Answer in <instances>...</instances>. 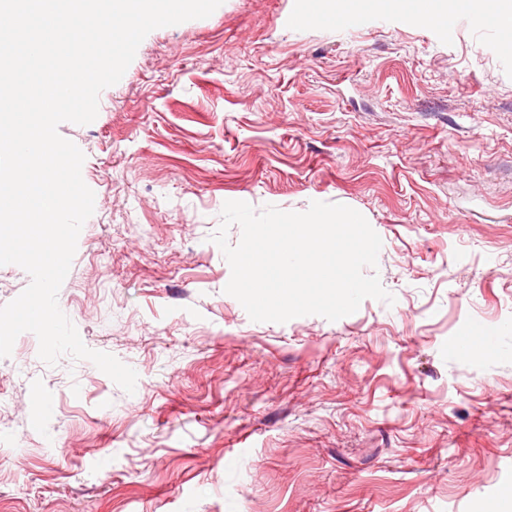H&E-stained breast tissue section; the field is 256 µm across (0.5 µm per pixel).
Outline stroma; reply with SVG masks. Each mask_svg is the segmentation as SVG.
Listing matches in <instances>:
<instances>
[{
  "label": "stroma",
  "instance_id": "obj_1",
  "mask_svg": "<svg viewBox=\"0 0 512 512\" xmlns=\"http://www.w3.org/2000/svg\"><path fill=\"white\" fill-rule=\"evenodd\" d=\"M224 0L150 32L87 125L61 310L132 367L0 359V512H493L512 495V52L410 7ZM360 212L394 305L252 321L226 201ZM487 331L478 356L458 337Z\"/></svg>",
  "mask_w": 512,
  "mask_h": 512
}]
</instances>
